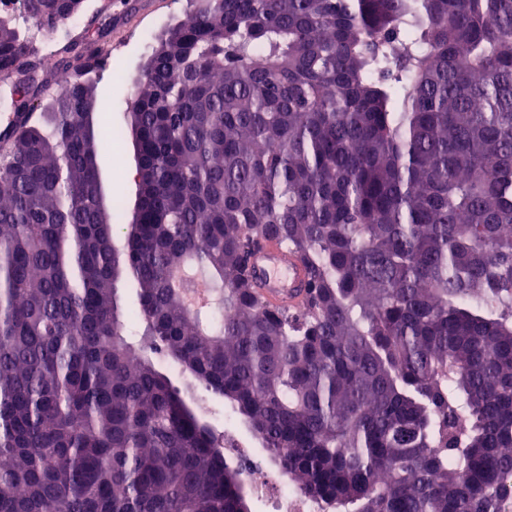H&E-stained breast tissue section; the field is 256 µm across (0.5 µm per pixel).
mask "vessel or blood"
Returning a JSON list of instances; mask_svg holds the SVG:
<instances>
[{
    "instance_id": "vessel-or-blood-1",
    "label": "vessel or blood",
    "mask_w": 512,
    "mask_h": 512,
    "mask_svg": "<svg viewBox=\"0 0 512 512\" xmlns=\"http://www.w3.org/2000/svg\"><path fill=\"white\" fill-rule=\"evenodd\" d=\"M249 273L267 304L295 307L302 303L304 266L297 255L279 244L262 243L251 259Z\"/></svg>"
}]
</instances>
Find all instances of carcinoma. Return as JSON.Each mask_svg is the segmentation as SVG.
I'll return each mask as SVG.
<instances>
[{"label":"carcinoma","instance_id":"1","mask_svg":"<svg viewBox=\"0 0 512 512\" xmlns=\"http://www.w3.org/2000/svg\"><path fill=\"white\" fill-rule=\"evenodd\" d=\"M12 2L3 107L32 113L51 74L16 14L84 5ZM105 37L68 39L56 112L0 135V512H250L198 387L323 512L512 504V0H197L127 132L83 122ZM266 240L306 267L294 309L248 272ZM100 160L102 164L103 181L107 194L112 195V198L126 199L128 201L127 213L123 220L127 223L131 216L136 191V163L134 160L131 140H129L126 153L123 154V170L112 169V161L106 156V154H104V144L102 145Z\"/></svg>","mask_w":512,"mask_h":512}]
</instances>
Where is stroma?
Segmentation results:
<instances>
[{
  "instance_id": "stroma-1",
  "label": "stroma",
  "mask_w": 512,
  "mask_h": 512,
  "mask_svg": "<svg viewBox=\"0 0 512 512\" xmlns=\"http://www.w3.org/2000/svg\"><path fill=\"white\" fill-rule=\"evenodd\" d=\"M194 5V0H87L79 26L65 24L49 33V40L59 48L76 32L92 37L98 29L111 28L105 62L92 74L101 125L126 126L127 100L148 53L158 37L184 19Z\"/></svg>"
}]
</instances>
